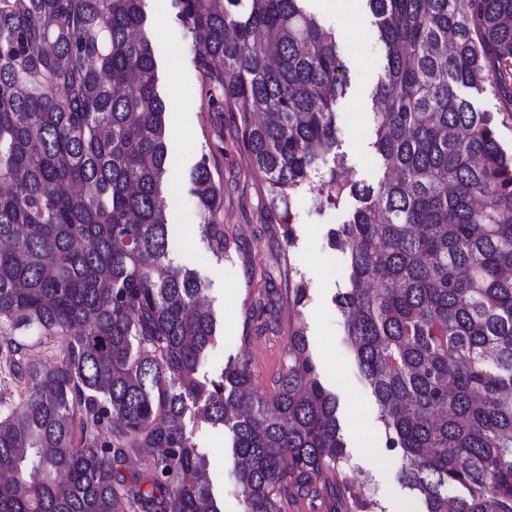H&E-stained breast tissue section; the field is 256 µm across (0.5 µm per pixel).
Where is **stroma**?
Here are the masks:
<instances>
[{
    "label": "stroma",
    "instance_id": "stroma-1",
    "mask_svg": "<svg viewBox=\"0 0 512 512\" xmlns=\"http://www.w3.org/2000/svg\"><path fill=\"white\" fill-rule=\"evenodd\" d=\"M323 0H306V7L327 28L336 30L345 49L349 86L337 102L339 151L345 156L358 185L377 177L370 114L372 95L381 68V50L373 18L365 4L350 17L331 15ZM147 31L155 47L159 92L163 100L179 98L178 111H166V138L172 161L164 183L168 221L173 226L172 256L177 264L196 268L208 285L203 299L215 315L214 346L202 363L199 378H213L230 363H245L253 373V390H272V380L285 363L288 340V275L282 262L285 224L268 208L264 179L251 164L240 142L236 114L213 111L200 72L190 51L173 56L172 43L187 38L172 13L158 15L156 0H145ZM361 126H353V116ZM208 157L212 174L224 189V229L231 248L224 258L214 257L197 224L190 174L201 157ZM344 213L321 208L314 197L298 196L293 222L298 235L297 264L308 286L304 308L309 350L322 383L335 393L348 463L346 474L364 483L381 512H423L419 496L398 478V459L382 451V423L372 390L350 347L345 321L334 297L342 283L336 267L346 264L343 254L331 251L327 232L341 223ZM268 309L254 320V303ZM187 430L205 453L209 479L220 490L224 512H242L236 482V462L227 431L186 415Z\"/></svg>",
    "mask_w": 512,
    "mask_h": 512
}]
</instances>
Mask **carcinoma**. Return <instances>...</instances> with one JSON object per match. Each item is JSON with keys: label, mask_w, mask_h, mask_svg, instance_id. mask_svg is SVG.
<instances>
[{"label": "carcinoma", "mask_w": 512, "mask_h": 512, "mask_svg": "<svg viewBox=\"0 0 512 512\" xmlns=\"http://www.w3.org/2000/svg\"><path fill=\"white\" fill-rule=\"evenodd\" d=\"M143 2L0 0V512H223L186 431L201 398L199 419L232 436L243 512H286L320 483L343 512H376L348 481L336 396L307 348L301 194L359 202L329 232L348 261L335 301L400 481L425 512H512V156L460 93L507 99L512 121V0H366L384 65L382 175L363 186L336 152L348 80L335 30L304 0H171L287 224L288 364L262 396L246 364L197 377L216 322L204 281L170 257ZM191 184L222 258L224 191L206 158ZM59 338L54 360L28 359Z\"/></svg>", "instance_id": "obj_1"}]
</instances>
